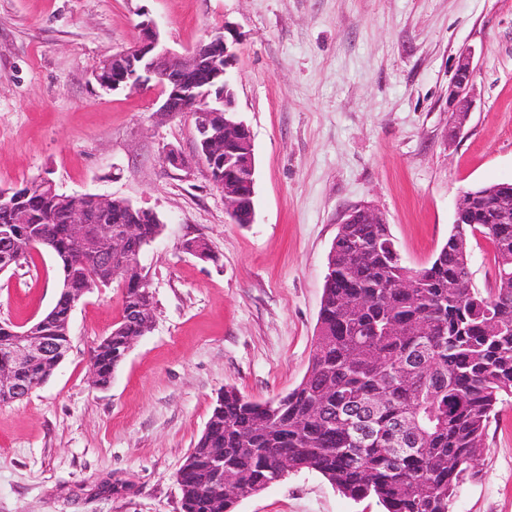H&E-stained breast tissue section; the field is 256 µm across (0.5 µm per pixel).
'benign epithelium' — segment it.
<instances>
[{
    "instance_id": "obj_1",
    "label": "benign epithelium",
    "mask_w": 512,
    "mask_h": 512,
    "mask_svg": "<svg viewBox=\"0 0 512 512\" xmlns=\"http://www.w3.org/2000/svg\"><path fill=\"white\" fill-rule=\"evenodd\" d=\"M224 26L185 54H176L161 44V36L155 21L149 17L137 25V35L127 47L112 54V79L103 81L101 70L93 73L94 80L106 91L137 89L156 80L160 88L161 102L158 111L168 116L187 113L195 129V157L203 164L227 163L224 141L219 130L227 117L235 114V97L231 91L228 68L235 53L230 45L236 38ZM473 78L472 59L469 54H460L449 97L453 101V113L449 132L454 137L460 133L463 122L470 112V87ZM240 139L236 149V162L228 167L229 175L219 184L231 218L241 216L246 189H254V145L247 125L238 122ZM486 192L484 187L468 189L461 193L455 206L456 224H467L465 209L469 202ZM369 224L386 223L383 215L372 205L361 203L347 209L341 219L343 224H353L358 219ZM73 223L84 225L82 243L102 257L112 256V251L121 249L125 241L132 238L127 233L121 237L105 239L87 226L89 220L82 216ZM82 294L67 286L59 289L52 311H64L71 317ZM62 346L55 336H45L31 327L4 345H0V393L15 399L24 398L43 381L27 377L22 369L37 361L61 360Z\"/></svg>"
}]
</instances>
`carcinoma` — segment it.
I'll use <instances>...</instances> for the list:
<instances>
[{"label":"carcinoma","mask_w":512,"mask_h":512,"mask_svg":"<svg viewBox=\"0 0 512 512\" xmlns=\"http://www.w3.org/2000/svg\"><path fill=\"white\" fill-rule=\"evenodd\" d=\"M52 203L29 185L0 203V233L9 235L25 262L39 246L50 252L62 281L77 290L121 289L122 313L94 349L98 383H111L125 360L129 337L146 335L153 305L142 285L138 243L152 241L162 225L147 210L119 203L101 213L94 194L58 193ZM29 215L17 224L14 200ZM94 218L102 233L130 230L134 239L110 258L92 255L73 237L75 211ZM484 199L475 223L458 225L411 287H391L402 267L387 244V224H342L328 255L315 348L302 382L266 405L233 387L218 398L205 429L180 468L182 512H220L212 457L224 455L239 488L255 490L274 479V462L321 474L344 496L377 499L385 512H451L459 488L477 476L497 405L512 401V221ZM492 246L495 287H470V242ZM46 332L69 345V325L54 318ZM384 408L362 438L353 418L375 398ZM401 422L415 451L390 462V435Z\"/></svg>","instance_id":"obj_1"}]
</instances>
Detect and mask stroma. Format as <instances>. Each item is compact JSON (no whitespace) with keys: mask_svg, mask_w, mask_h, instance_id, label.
Wrapping results in <instances>:
<instances>
[{"mask_svg":"<svg viewBox=\"0 0 512 512\" xmlns=\"http://www.w3.org/2000/svg\"><path fill=\"white\" fill-rule=\"evenodd\" d=\"M182 54L223 25L256 160L255 221L233 223L195 152L193 121L157 87L103 92L92 73L135 38L140 12ZM473 61L472 108L450 136L448 88ZM46 175L59 191L128 200L161 235L140 255L153 326L93 387L90 357L120 289L72 312L49 380L0 404V512H182L177 474L225 388L288 393L314 348L343 211L375 205L413 268L446 241L456 200L512 182V0H0V189ZM203 240L208 260L184 245ZM61 272L46 250L0 272V321L34 322ZM452 512H512V404ZM235 512H383L320 474L289 473Z\"/></svg>","mask_w":512,"mask_h":512,"instance_id":"stroma-1","label":"stroma"}]
</instances>
